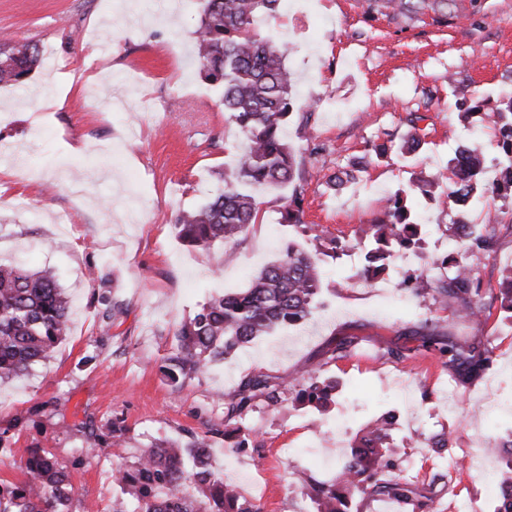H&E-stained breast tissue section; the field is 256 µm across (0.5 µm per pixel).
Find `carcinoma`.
Segmentation results:
<instances>
[{"label":"carcinoma","instance_id":"cac0c4a2","mask_svg":"<svg viewBox=\"0 0 512 512\" xmlns=\"http://www.w3.org/2000/svg\"><path fill=\"white\" fill-rule=\"evenodd\" d=\"M281 0H204L203 15L194 32L196 58L205 80L221 88V104L229 120L245 139L225 175L224 192L200 209L180 212L172 228L185 244L210 255L214 246L237 238L251 224L262 220L261 202L255 190L284 186L300 179L302 161L283 135L293 114L294 74L280 49L258 32L261 19L277 12ZM40 62V50L31 41L0 43V83L15 84ZM508 158L502 177L493 186L485 184L484 155L472 144L458 148L448 167L421 180L418 188L427 196L446 186L448 196L469 200L477 192L501 188L512 190V93L493 110ZM301 190L286 203L282 221L302 223ZM362 234L372 241L366 254L363 276L383 273L403 250L421 245L422 225L407 207L406 191L388 199L385 219L368 224ZM448 236L463 241L460 252L443 262L448 276L435 288L424 287L415 278L414 290L434 293L442 304L453 299L458 316L480 318L486 311L481 301V283L468 261L471 255L491 248L488 225L471 224L462 215L448 225ZM314 250L288 247L266 265L240 293L226 294L205 303L177 332V352L168 359L165 375L175 387L193 374L207 371L259 336L282 325L309 319L317 308L322 288L319 255L336 250L334 238L314 236ZM500 308L512 313V270L499 282ZM69 331V300L52 275L0 264V380L23 376L29 368L52 357ZM436 351L444 366L455 370L457 379H479L492 364V351L479 343L462 344L425 336L416 351ZM296 388L295 401L327 410L336 385L313 375L308 382L288 385L271 383L261 375L247 378L225 403L227 420L240 416L245 405L262 396L279 401L288 387ZM394 416L382 415L364 429L360 442L330 481L304 478L306 494L316 512H350L353 492L372 490L376 495L414 502L420 512H429L434 501L417 498L415 484L388 481ZM22 478L0 483V512H69L72 484L66 463L47 451H33L20 461ZM115 481L120 499L113 512H156L154 501L166 494L176 502L173 512H261L257 504L241 500L215 472L210 445L203 437L181 444L161 441L138 449L136 460L117 470ZM499 512H512V477L499 487Z\"/></svg>","mask_w":512,"mask_h":512}]
</instances>
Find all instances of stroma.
Returning <instances> with one entry per match:
<instances>
[{
  "mask_svg": "<svg viewBox=\"0 0 512 512\" xmlns=\"http://www.w3.org/2000/svg\"><path fill=\"white\" fill-rule=\"evenodd\" d=\"M0 0V35L35 42L41 61L23 83L0 84V263L50 272L70 300V331L51 359L0 384V481L20 478L21 458L40 448L72 465V512H110L113 475L157 440L206 438L214 466L243 481L263 512H313L300 481H327L363 424L396 417L391 478L428 485L438 512H495L512 450V317L494 309L512 266V193L478 194L468 218L495 228L497 244L472 258L484 322L405 288L409 275L435 281L448 253L454 202L413 195L420 249L401 253L388 275L362 277L370 246L360 230L383 219L386 201L444 169L472 135L498 176V129L489 117L512 89V0H447V14L397 16L384 0H288L259 28L281 47L296 78L295 105L308 126L289 122L303 159V223H281L292 188H264L263 219L206 258L179 241L174 216L224 189V170L243 138L219 88L193 54L200 0ZM72 79L70 91L60 83ZM466 86L482 106L467 110ZM415 152L399 154L413 134ZM387 145L386 155L376 152ZM362 162L356 181L331 175ZM326 233L340 247L321 258L319 308L275 329L173 388L166 360L176 332L211 298L246 288L288 245L312 248ZM122 309L101 328V299ZM483 342L491 369L456 384L438 357L414 354L422 336ZM344 339L351 355L333 356ZM402 358H392V351ZM334 380L336 403L321 413L292 391L278 404L254 399L227 420L224 402L243 378ZM22 425H14L16 414ZM125 428L115 447L112 422Z\"/></svg>",
  "mask_w": 512,
  "mask_h": 512,
  "instance_id": "1",
  "label": "stroma"
}]
</instances>
